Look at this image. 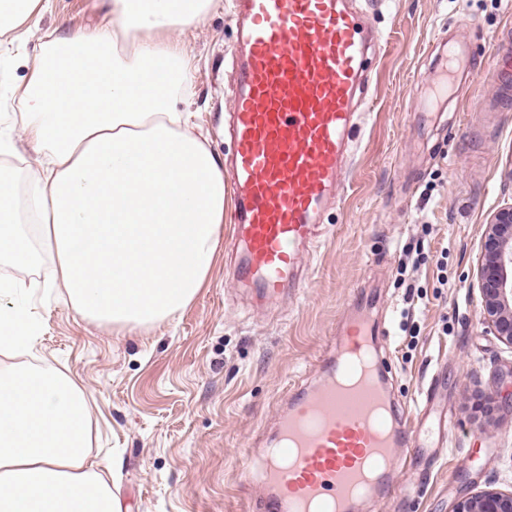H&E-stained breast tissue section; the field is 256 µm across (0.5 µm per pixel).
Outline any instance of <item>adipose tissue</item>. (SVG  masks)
Instances as JSON below:
<instances>
[{"label":"adipose tissue","mask_w":512,"mask_h":512,"mask_svg":"<svg viewBox=\"0 0 512 512\" xmlns=\"http://www.w3.org/2000/svg\"><path fill=\"white\" fill-rule=\"evenodd\" d=\"M219 0H112L95 30L41 37L18 121L45 163L19 195L0 164V256L32 267L55 254L58 286L81 317L135 329L174 318L203 288L224 222V173L190 129L191 67L173 42ZM36 223L37 246L27 245ZM0 281V352H29L40 330ZM85 391L30 368L0 376V512H121L87 461Z\"/></svg>","instance_id":"obj_1"}]
</instances>
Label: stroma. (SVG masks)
Listing matches in <instances>:
<instances>
[{
  "label": "stroma",
  "instance_id": "1",
  "mask_svg": "<svg viewBox=\"0 0 512 512\" xmlns=\"http://www.w3.org/2000/svg\"><path fill=\"white\" fill-rule=\"evenodd\" d=\"M109 0H47L21 41L0 36V98L23 85L26 56L44 31L94 28ZM381 39L368 56L356 106L352 165L339 204L328 205L305 258L301 292L267 307L226 287L231 259L218 253L207 283L173 320L126 330L83 319L64 289L44 291L53 261H0V279L31 284L18 295L42 322L34 355L0 353V372L30 363L67 373L89 397V460L115 476L122 512H241L259 500L246 482L291 384L313 366L354 309L357 289L376 292L386 314L397 399L415 414L436 388L433 417L449 432L436 455L407 472L414 497L391 512H452L493 487L512 490V410L494 405L495 375L512 369V346L480 320L477 261L490 215L512 203V106L488 108L495 53L512 29V0H355ZM233 0H221L178 36L193 75L195 131L218 156L230 140ZM467 46L471 89L434 112L409 115L433 77L435 50ZM0 157L26 190L40 156L22 127ZM445 274L447 285L437 276Z\"/></svg>",
  "mask_w": 512,
  "mask_h": 512
}]
</instances>
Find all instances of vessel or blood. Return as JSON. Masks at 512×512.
<instances>
[{
    "mask_svg": "<svg viewBox=\"0 0 512 512\" xmlns=\"http://www.w3.org/2000/svg\"><path fill=\"white\" fill-rule=\"evenodd\" d=\"M232 154L225 160L235 222L229 284L272 303L302 282L303 255L348 181L355 100L376 35L347 0H235ZM501 102L512 100V32L497 47ZM434 97L467 87L473 65L455 44L434 64ZM386 325L348 315L308 386L288 397L265 440L264 512H363L390 499L416 458L421 431L387 385Z\"/></svg>",
    "mask_w": 512,
    "mask_h": 512,
    "instance_id": "1",
    "label": "vessel or blood"
}]
</instances>
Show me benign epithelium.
Listing matches in <instances>:
<instances>
[{"instance_id": "1", "label": "benign epithelium", "mask_w": 512, "mask_h": 512, "mask_svg": "<svg viewBox=\"0 0 512 512\" xmlns=\"http://www.w3.org/2000/svg\"><path fill=\"white\" fill-rule=\"evenodd\" d=\"M482 237L481 319L512 346V204L490 217ZM452 512H512V491L483 490L458 501Z\"/></svg>"}]
</instances>
